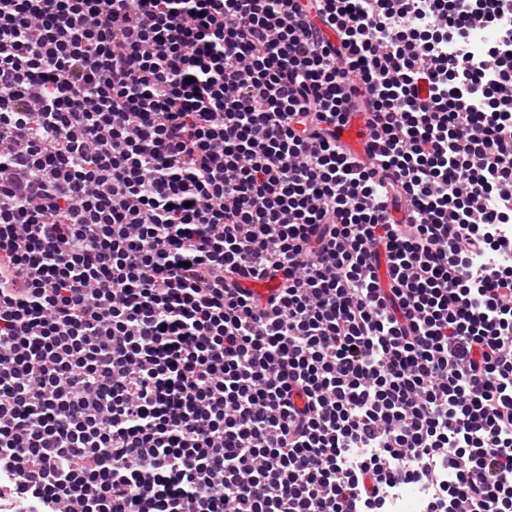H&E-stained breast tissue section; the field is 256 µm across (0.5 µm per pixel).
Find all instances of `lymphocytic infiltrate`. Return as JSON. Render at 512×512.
<instances>
[{
	"label": "lymphocytic infiltrate",
	"instance_id": "obj_1",
	"mask_svg": "<svg viewBox=\"0 0 512 512\" xmlns=\"http://www.w3.org/2000/svg\"><path fill=\"white\" fill-rule=\"evenodd\" d=\"M511 255L512 0H0V512H512ZM342 138L360 156L365 155L368 147H371L374 153L380 152L381 145L372 141L367 127L361 120H356L345 128ZM425 501L423 485L411 483L392 492L388 510L391 512H423Z\"/></svg>",
	"mask_w": 512,
	"mask_h": 512
}]
</instances>
